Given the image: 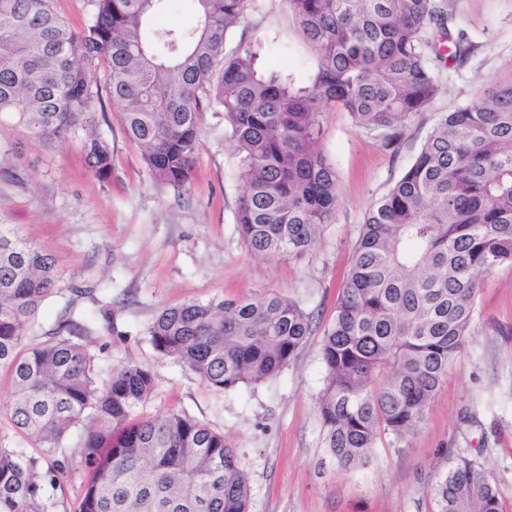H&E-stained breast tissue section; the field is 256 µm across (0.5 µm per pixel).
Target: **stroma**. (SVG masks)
<instances>
[{
	"label": "stroma",
	"instance_id": "stroma-1",
	"mask_svg": "<svg viewBox=\"0 0 512 512\" xmlns=\"http://www.w3.org/2000/svg\"><path fill=\"white\" fill-rule=\"evenodd\" d=\"M447 4L474 49L463 64L442 69L439 95L411 120L397 152L380 148L347 112H325L323 149L342 203L300 255L258 258L245 247L236 224L242 182L223 116L204 113L195 178L180 193L153 180L109 97L97 126L112 151L105 181L88 171L81 138L43 147L0 114V224L57 260V286L29 340L44 339L67 315L86 327L83 343L101 376L123 363L150 369L154 391L135 417L178 413L222 433L248 477V512H436L430 490L461 453L494 479L503 512H512V266L484 276L472 333L413 436L380 434L367 464L347 471L326 448L318 411L321 339L367 212L410 165L437 113L512 79V0ZM241 44L265 69L305 84L316 73L317 56L288 0H257L225 49ZM264 293L297 301L312 313L313 331L262 382L214 390L150 343L147 328L164 307ZM88 477L77 463L47 488L53 512H76Z\"/></svg>",
	"mask_w": 512,
	"mask_h": 512
}]
</instances>
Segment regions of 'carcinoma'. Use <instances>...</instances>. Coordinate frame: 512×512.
Segmentation results:
<instances>
[{
  "label": "carcinoma",
  "mask_w": 512,
  "mask_h": 512,
  "mask_svg": "<svg viewBox=\"0 0 512 512\" xmlns=\"http://www.w3.org/2000/svg\"><path fill=\"white\" fill-rule=\"evenodd\" d=\"M75 32L54 0H0V113L34 141L84 134L87 165L112 174L96 134L106 88L127 138L153 178L191 185L201 119L222 112L239 157L236 223L261 257L300 254L340 203L323 147V114L394 149L409 121L440 92L436 66L465 60L472 44L449 27L445 0H288L319 59L308 86L256 66L250 47L225 52L255 0H194L197 26L157 27L165 0H90ZM106 63L104 85L89 70ZM512 266V80L479 101L441 112L420 151L365 217L335 313L321 341L318 398L326 447L346 470L364 466L380 432L413 433L464 348L483 275ZM56 287V259L0 224V372L12 386L10 420L41 455L0 445V512H50L45 487L69 463L63 441L79 426L90 469L78 512H248L249 483L224 435L172 413L132 420L152 373L122 364L105 379L81 343L25 329ZM313 317L276 294L192 301L162 309L153 348L224 391L276 375L298 353ZM437 512H502L496 485L459 455L431 489Z\"/></svg>",
  "instance_id": "carcinoma-1"
}]
</instances>
